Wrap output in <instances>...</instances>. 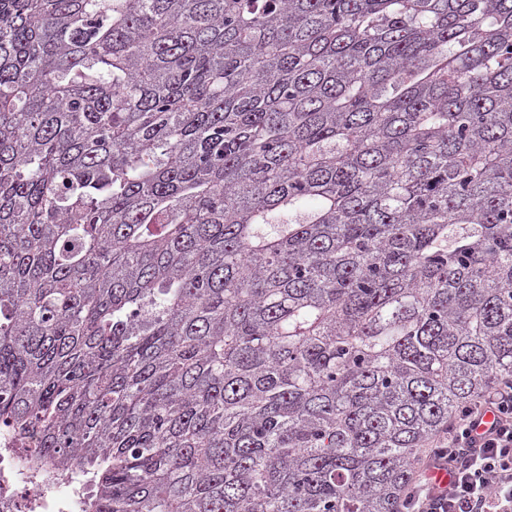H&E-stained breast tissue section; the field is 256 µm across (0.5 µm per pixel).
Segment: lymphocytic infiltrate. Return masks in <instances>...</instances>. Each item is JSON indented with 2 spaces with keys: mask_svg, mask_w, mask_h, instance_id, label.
I'll list each match as a JSON object with an SVG mask.
<instances>
[{
  "mask_svg": "<svg viewBox=\"0 0 512 512\" xmlns=\"http://www.w3.org/2000/svg\"><path fill=\"white\" fill-rule=\"evenodd\" d=\"M493 414L488 435L475 427ZM401 512H512V377L462 408L427 455Z\"/></svg>",
  "mask_w": 512,
  "mask_h": 512,
  "instance_id": "lymphocytic-infiltrate-1",
  "label": "lymphocytic infiltrate"
}]
</instances>
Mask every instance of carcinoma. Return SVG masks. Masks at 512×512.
<instances>
[{"label":"carcinoma","instance_id":"obj_1","mask_svg":"<svg viewBox=\"0 0 512 512\" xmlns=\"http://www.w3.org/2000/svg\"><path fill=\"white\" fill-rule=\"evenodd\" d=\"M509 376L512 0H0V425L84 512H399Z\"/></svg>","mask_w":512,"mask_h":512}]
</instances>
